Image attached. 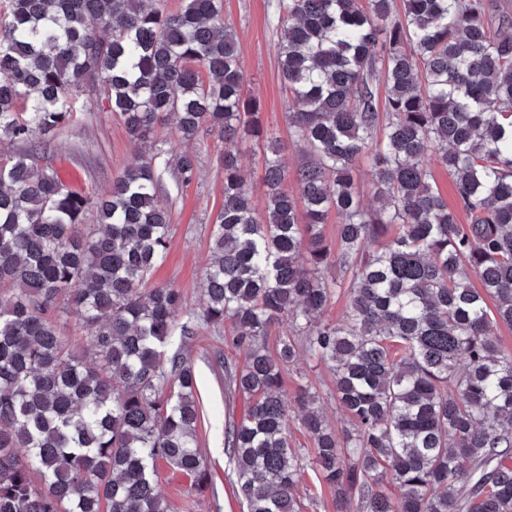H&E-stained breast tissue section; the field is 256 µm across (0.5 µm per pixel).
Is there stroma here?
Wrapping results in <instances>:
<instances>
[{"label":"stroma","mask_w":512,"mask_h":512,"mask_svg":"<svg viewBox=\"0 0 512 512\" xmlns=\"http://www.w3.org/2000/svg\"><path fill=\"white\" fill-rule=\"evenodd\" d=\"M279 0H224V21L234 31L246 76L245 92L257 99L262 122L282 146L283 162L296 171L310 156L293 144L288 133V96L279 69L277 43L280 31ZM90 108L79 109L76 119L55 138L46 153L37 155L39 165L58 171L68 185L104 193L112 180L138 155H153L165 148L171 154L187 151L197 162V177L189 186H178L173 172L163 177V192L171 208L169 250L151 280L179 288L186 308H195L205 288L204 267L210 255V237L223 200L224 174L220 165V142L205 131L193 142L182 143L174 124L159 127L151 142L133 141L110 112L94 106L95 95L85 91ZM230 326L201 328L198 335L173 336L170 349L189 357L196 370L203 418L199 445L211 470V487L197 495L188 478L161 467L159 486L170 512H245L235 496V479L224 448V427L240 418L241 396L230 393L224 383L225 368L239 367L242 352L229 341ZM310 384L317 404L336 427L346 417L336 403L334 376L323 363L300 355L285 377V391L294 394L300 384Z\"/></svg>","instance_id":"stroma-1"}]
</instances>
